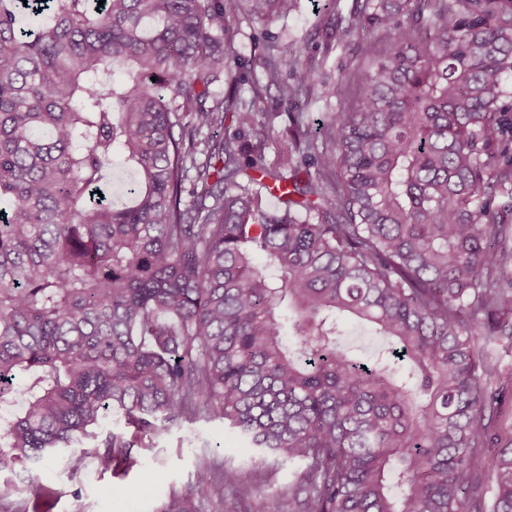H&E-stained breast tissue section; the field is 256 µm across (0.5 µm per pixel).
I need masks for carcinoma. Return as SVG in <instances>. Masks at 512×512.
<instances>
[{
    "label": "carcinoma",
    "instance_id": "1",
    "mask_svg": "<svg viewBox=\"0 0 512 512\" xmlns=\"http://www.w3.org/2000/svg\"><path fill=\"white\" fill-rule=\"evenodd\" d=\"M32 2L47 22L29 31L22 0H0V472L75 474L92 438L100 468L128 473L203 410L302 465L288 512H512V447L477 453L504 402L479 381L512 343V0H364L331 20L325 48L367 29L384 47L323 140L287 113L277 167L281 113L255 112L251 73L287 109L316 59L266 34L213 85L226 21L294 0ZM116 159L128 205L95 199ZM344 320L381 339L373 356ZM108 415L132 437L99 439ZM254 474L206 461L156 512L249 498Z\"/></svg>",
    "mask_w": 512,
    "mask_h": 512
}]
</instances>
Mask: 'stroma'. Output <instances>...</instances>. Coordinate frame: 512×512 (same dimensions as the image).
Segmentation results:
<instances>
[{
	"mask_svg": "<svg viewBox=\"0 0 512 512\" xmlns=\"http://www.w3.org/2000/svg\"><path fill=\"white\" fill-rule=\"evenodd\" d=\"M356 0H296L287 14L268 21L245 17L228 22L230 47L241 58L254 53V38L266 32L275 36L285 52L322 59V80L349 79L367 66L364 48L371 33H355L336 50L325 51L322 30L331 16L348 17ZM253 451L223 420L200 414L180 419L156 438L141 469L129 473L104 471L87 459L81 471L69 474L61 465L42 469L39 482L52 491L50 512H154L171 493L185 491L193 482L203 460L235 469L249 466ZM299 465L269 464L261 468L257 494L247 499L226 495L208 503L204 512H259L262 504L276 500L287 503L289 486L298 484Z\"/></svg>",
	"mask_w": 512,
	"mask_h": 512,
	"instance_id": "1",
	"label": "stroma"
}]
</instances>
